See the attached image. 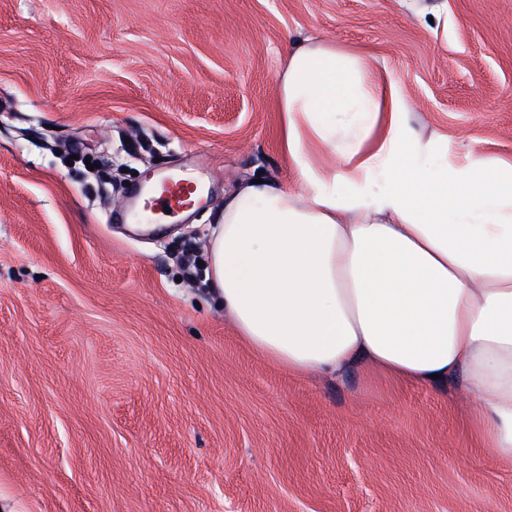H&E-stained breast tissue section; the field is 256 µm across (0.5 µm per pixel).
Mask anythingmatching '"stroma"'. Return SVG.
Instances as JSON below:
<instances>
[{
    "instance_id": "1",
    "label": "stroma",
    "mask_w": 512,
    "mask_h": 512,
    "mask_svg": "<svg viewBox=\"0 0 512 512\" xmlns=\"http://www.w3.org/2000/svg\"><path fill=\"white\" fill-rule=\"evenodd\" d=\"M300 35L373 55L458 153L512 160V0H0V512H512L452 391L291 375L205 280L225 198L288 177ZM179 172L206 203L128 232L132 191Z\"/></svg>"
}]
</instances>
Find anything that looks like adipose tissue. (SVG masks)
Returning <instances> with one entry per match:
<instances>
[{
	"label": "adipose tissue",
	"mask_w": 512,
	"mask_h": 512,
	"mask_svg": "<svg viewBox=\"0 0 512 512\" xmlns=\"http://www.w3.org/2000/svg\"><path fill=\"white\" fill-rule=\"evenodd\" d=\"M276 81L290 179L243 182L208 229L237 335L299 376L452 386L512 463V162L424 133L363 51L294 41Z\"/></svg>",
	"instance_id": "adipose-tissue-1"
}]
</instances>
